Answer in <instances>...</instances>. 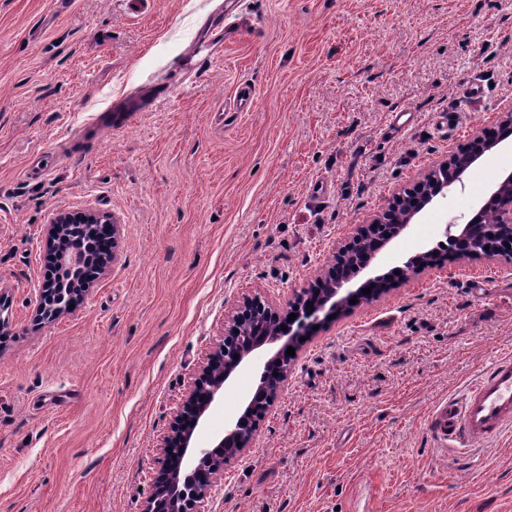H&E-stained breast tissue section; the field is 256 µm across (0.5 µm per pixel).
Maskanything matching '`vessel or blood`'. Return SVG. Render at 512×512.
<instances>
[{"instance_id": "1", "label": "vessel or blood", "mask_w": 512, "mask_h": 512, "mask_svg": "<svg viewBox=\"0 0 512 512\" xmlns=\"http://www.w3.org/2000/svg\"><path fill=\"white\" fill-rule=\"evenodd\" d=\"M436 440L451 447L499 439L512 430V356L494 359L462 397L439 404L430 419Z\"/></svg>"}]
</instances>
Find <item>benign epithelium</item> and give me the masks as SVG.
Here are the masks:
<instances>
[{"mask_svg": "<svg viewBox=\"0 0 512 512\" xmlns=\"http://www.w3.org/2000/svg\"><path fill=\"white\" fill-rule=\"evenodd\" d=\"M512 136V113H506L497 129L475 132L459 151L434 163L409 186L399 190L393 202L357 224L336 256L342 263L353 261L352 244L366 237L377 226L387 227L388 236L371 241L362 254L356 272L370 268L379 253L399 238L416 217L434 201L445 199L448 183L437 174L449 167L454 183H462L467 169ZM80 224L93 237L100 226L116 235L118 224L110 214L83 212L59 214L47 225L45 245L58 257L54 276L45 277L37 293L41 320L50 324L69 311L89 290L83 281L85 271L101 264L87 244L70 236L73 225ZM512 236V172L500 179L474 207L465 222L445 226L448 248L471 262L491 260L497 252L491 239ZM438 247L424 246L408 257L403 265L383 274H373L359 286L351 287L353 277L339 278L329 268H320L313 284L294 291L284 303L258 294L243 295L227 311V332L217 349L202 362L192 384L174 413L169 431L162 438L157 454L156 477L142 512H209L208 504L216 494L224 475V461L241 456L251 447L265 415L277 403L290 376L293 357L287 349L320 324L319 314L349 311L362 302L377 299L387 283L407 282L435 264ZM400 274H395V271ZM371 289L368 294L364 289ZM356 303H351V299ZM296 319L290 321V314ZM245 371L258 373L254 390L243 400L240 411L224 422V429L207 439L198 437L208 415L224 401V393L233 388L237 376Z\"/></svg>", "mask_w": 512, "mask_h": 512, "instance_id": "obj_1", "label": "benign epithelium"}]
</instances>
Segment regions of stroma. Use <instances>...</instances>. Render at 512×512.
<instances>
[{
	"mask_svg": "<svg viewBox=\"0 0 512 512\" xmlns=\"http://www.w3.org/2000/svg\"><path fill=\"white\" fill-rule=\"evenodd\" d=\"M220 2L0 0V512H141L228 308L308 286L354 225L512 110V0H237L241 36L186 69ZM140 95L126 125L84 134ZM510 170L512 146L483 157L379 272ZM88 210L116 218L115 256L41 323L46 226ZM508 353L510 258L450 259L325 318L212 512H512V432L464 458L427 426Z\"/></svg>",
	"mask_w": 512,
	"mask_h": 512,
	"instance_id": "obj_1",
	"label": "stroma"
}]
</instances>
